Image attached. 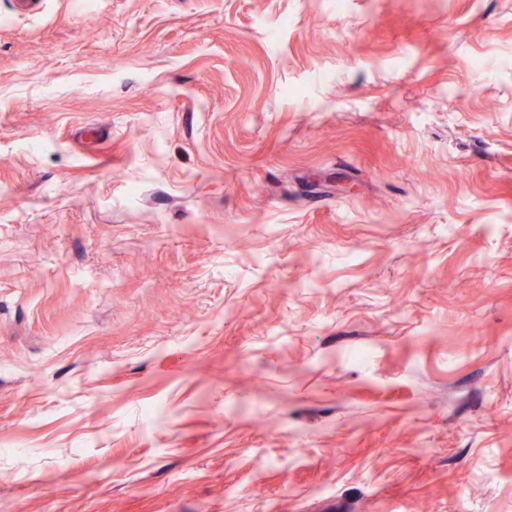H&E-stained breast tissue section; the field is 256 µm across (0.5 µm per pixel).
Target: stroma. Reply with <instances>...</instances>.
<instances>
[{
    "label": "stroma",
    "instance_id": "stroma-1",
    "mask_svg": "<svg viewBox=\"0 0 512 512\" xmlns=\"http://www.w3.org/2000/svg\"><path fill=\"white\" fill-rule=\"evenodd\" d=\"M0 0V512H512V0Z\"/></svg>",
    "mask_w": 512,
    "mask_h": 512
}]
</instances>
